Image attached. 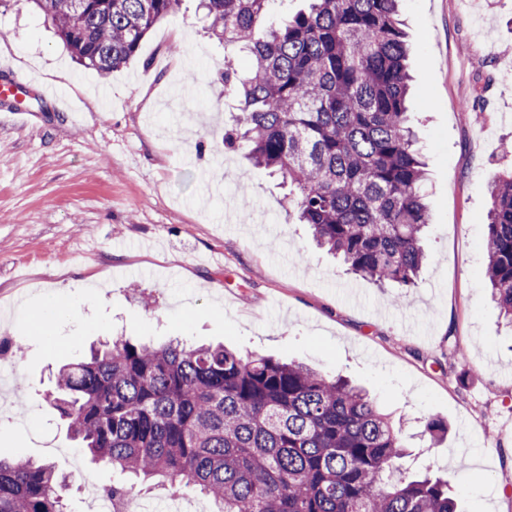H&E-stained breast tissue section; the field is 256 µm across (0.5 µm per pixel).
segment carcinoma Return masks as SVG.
I'll return each instance as SVG.
<instances>
[{"label":"carcinoma","instance_id":"1","mask_svg":"<svg viewBox=\"0 0 512 512\" xmlns=\"http://www.w3.org/2000/svg\"><path fill=\"white\" fill-rule=\"evenodd\" d=\"M82 66L106 76L183 0H29ZM237 96L224 148L288 187L316 244L379 286L411 287L426 255L424 163L408 126L400 0H309L256 34L272 0H198ZM484 219L485 277L512 325V172ZM81 451L147 488H197L215 512H457L448 484L408 478L406 443L362 388L223 345L116 336L64 365L47 395ZM69 477L0 456V512H68ZM112 500L134 496L125 482Z\"/></svg>","mask_w":512,"mask_h":512}]
</instances>
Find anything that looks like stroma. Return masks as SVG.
<instances>
[{
    "label": "stroma",
    "mask_w": 512,
    "mask_h": 512,
    "mask_svg": "<svg viewBox=\"0 0 512 512\" xmlns=\"http://www.w3.org/2000/svg\"><path fill=\"white\" fill-rule=\"evenodd\" d=\"M412 115L426 161L427 262L394 291L348 273L288 218L286 187L210 133L230 122L224 46L196 0L156 24L129 66L77 64L30 0L0 12V59L29 80L0 99V454L71 460L45 402L89 345L126 335L221 342L363 387L404 424L407 473L447 479L460 512H512V328L483 277L488 181L512 167V0H403ZM31 112L21 124L11 108ZM447 423L431 441L427 420ZM452 448H477L458 466Z\"/></svg>",
    "instance_id": "obj_1"
}]
</instances>
